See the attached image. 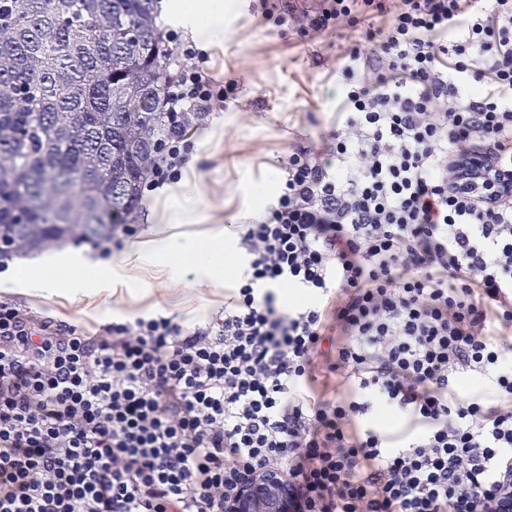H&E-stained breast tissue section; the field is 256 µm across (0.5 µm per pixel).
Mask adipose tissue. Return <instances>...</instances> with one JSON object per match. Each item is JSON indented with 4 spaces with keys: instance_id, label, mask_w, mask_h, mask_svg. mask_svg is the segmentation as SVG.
Returning <instances> with one entry per match:
<instances>
[{
    "instance_id": "ef3b65f1",
    "label": "adipose tissue",
    "mask_w": 512,
    "mask_h": 512,
    "mask_svg": "<svg viewBox=\"0 0 512 512\" xmlns=\"http://www.w3.org/2000/svg\"><path fill=\"white\" fill-rule=\"evenodd\" d=\"M167 20L182 25L201 39L216 43L224 39L222 0H173ZM194 180L195 169L190 166L185 169L181 182L158 192L163 201L161 219L173 225V232L164 236L149 232L141 240L126 245L121 259L112 264L90 257L66 263L46 261L40 275L29 279V293L52 294L62 286L73 296L90 297L103 283L129 290L147 269L163 274L171 285L178 283L187 267L213 288L223 287L225 278H243L248 265L237 255L233 232L221 228L205 235L184 232V225L196 219L188 196Z\"/></svg>"
}]
</instances>
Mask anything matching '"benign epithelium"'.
<instances>
[{
	"mask_svg": "<svg viewBox=\"0 0 512 512\" xmlns=\"http://www.w3.org/2000/svg\"><path fill=\"white\" fill-rule=\"evenodd\" d=\"M288 478L278 470H260L225 503V512H290Z\"/></svg>",
	"mask_w": 512,
	"mask_h": 512,
	"instance_id": "obj_1",
	"label": "benign epithelium"
}]
</instances>
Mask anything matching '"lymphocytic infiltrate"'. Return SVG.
I'll use <instances>...</instances> for the list:
<instances>
[{
	"instance_id": "f902f5d3",
	"label": "lymphocytic infiltrate",
	"mask_w": 512,
	"mask_h": 512,
	"mask_svg": "<svg viewBox=\"0 0 512 512\" xmlns=\"http://www.w3.org/2000/svg\"><path fill=\"white\" fill-rule=\"evenodd\" d=\"M350 29L347 117L291 146L223 308L90 332L0 297V512H224L282 471L292 512H512V0H260ZM178 46L143 184L181 180L234 80ZM302 290L285 307L278 294ZM493 378L488 405L459 396ZM418 433L395 448L377 412Z\"/></svg>"
}]
</instances>
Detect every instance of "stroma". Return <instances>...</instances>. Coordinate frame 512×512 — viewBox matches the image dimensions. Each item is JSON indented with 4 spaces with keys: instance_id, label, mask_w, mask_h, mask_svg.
Segmentation results:
<instances>
[{
    "instance_id": "stroma-1",
    "label": "stroma",
    "mask_w": 512,
    "mask_h": 512,
    "mask_svg": "<svg viewBox=\"0 0 512 512\" xmlns=\"http://www.w3.org/2000/svg\"><path fill=\"white\" fill-rule=\"evenodd\" d=\"M256 4L237 0L234 10L224 14L223 42L210 47L215 75L237 80L238 94L192 135L198 232L248 222L256 203H273L289 146L322 148L324 134L344 120L330 65L355 40V33L303 37L263 21ZM31 273L28 259L14 260L0 274V296H12L90 331L155 313L200 322L224 304L223 291L198 283L190 272L174 288L145 273L131 293L104 290L89 299L62 291L47 297L28 294L24 286Z\"/></svg>"
}]
</instances>
